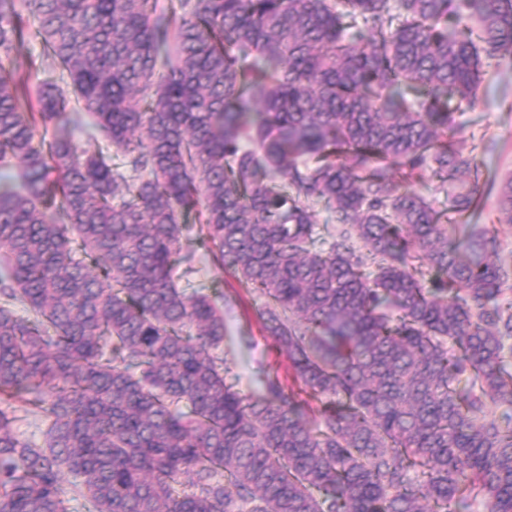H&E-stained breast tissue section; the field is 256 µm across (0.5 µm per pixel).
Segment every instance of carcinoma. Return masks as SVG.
I'll return each instance as SVG.
<instances>
[{
	"instance_id": "1",
	"label": "carcinoma",
	"mask_w": 512,
	"mask_h": 512,
	"mask_svg": "<svg viewBox=\"0 0 512 512\" xmlns=\"http://www.w3.org/2000/svg\"><path fill=\"white\" fill-rule=\"evenodd\" d=\"M507 57L512 0H0V512H512V266L414 189L476 204ZM192 220L299 389L237 388Z\"/></svg>"
}]
</instances>
